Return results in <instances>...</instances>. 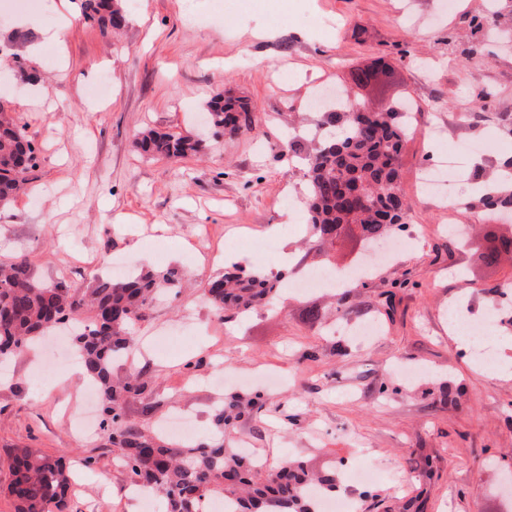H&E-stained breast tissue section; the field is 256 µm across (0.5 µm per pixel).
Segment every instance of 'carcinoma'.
<instances>
[{
  "label": "carcinoma",
  "mask_w": 512,
  "mask_h": 512,
  "mask_svg": "<svg viewBox=\"0 0 512 512\" xmlns=\"http://www.w3.org/2000/svg\"><path fill=\"white\" fill-rule=\"evenodd\" d=\"M86 20L104 34H118L127 25L120 0H84ZM256 117L241 98L214 94L206 104V124L215 137L230 139L252 131ZM318 126L329 134L299 143L309 181L306 198L310 250L328 256L345 229L373 244L405 223V203L398 185V159L406 137L400 106L385 111H352L351 102L340 112L319 113ZM136 146L152 156L197 157L206 140L193 132L171 134L152 128L139 131ZM34 149L0 102V203H8L30 183ZM512 158L503 162L499 189L486 191L480 204L488 210L512 208ZM512 255V237L492 242L484 255L492 264ZM182 274L142 270L123 279L101 276L88 291L63 284L45 286L33 275L28 258L0 263V360L20 355L38 338L58 325L83 326L73 332L82 363L97 385L108 416V439L117 451L116 463L131 482L149 487L166 512H200L199 504L224 499L230 512H318L317 495L338 488V466L321 471L300 458L256 463L224 443V433L243 419L257 420L261 396L233 399L215 414V432L191 445L164 442L151 428L123 418V404L143 397L144 370L131 365L125 380L112 379L115 361L135 355L134 326L145 320L152 306L181 287ZM280 292L262 272L226 270L211 278L203 296L219 318L224 312L243 314L271 302ZM11 480L5 494L15 512H63L70 488L65 461L35 448L10 451ZM365 499L383 512H424L421 496L394 502L370 490Z\"/></svg>",
  "instance_id": "1"
}]
</instances>
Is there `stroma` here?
I'll list each match as a JSON object with an SVG mask.
<instances>
[{
	"instance_id": "1",
	"label": "stroma",
	"mask_w": 512,
	"mask_h": 512,
	"mask_svg": "<svg viewBox=\"0 0 512 512\" xmlns=\"http://www.w3.org/2000/svg\"><path fill=\"white\" fill-rule=\"evenodd\" d=\"M489 10L490 0H456L445 13L440 0H226L220 12L214 0H137L115 39L83 20L81 0H29L20 12L4 2L0 44L25 68L0 69V96L38 166L29 192L0 205V262L26 256L39 282L72 288L91 286L117 257L183 272L188 288L134 329L154 394L125 404L129 420L155 426L184 412L201 439L220 403L259 392L260 421L238 426L231 444L273 460L371 462L380 494L425 491L427 512H501V479L512 475V373L473 362L448 311L478 318L492 288L512 281L511 257L482 259L492 238L512 235V219L465 208L471 193L462 183L450 186L462 201L451 216L420 190L438 123H447L449 144L479 143L467 158L469 180L512 156V135L497 121L512 114V53L490 42L481 25ZM21 14L34 26H16ZM373 67L377 80L356 86L353 73ZM319 79L373 109L412 104L418 131L403 142L399 188L417 239L354 288L343 313L313 326L304 310L325 306L329 291L297 296L293 283L327 265L352 270L365 252L347 233L329 259L304 248L308 184L285 151L297 124L315 123ZM221 90L249 100L251 134L210 141L201 159L153 158L136 147L145 128L196 130ZM483 91L493 109L472 118ZM286 193L296 200L290 214L280 206ZM452 218L471 225L465 243L451 233ZM212 247L223 261L205 260ZM285 249L292 266L274 303L219 320L202 296L206 281L230 264L273 268ZM366 321L380 326L368 343L331 330ZM73 353L61 334L0 371V487L10 480L9 449L26 446L71 464L67 512H141L105 431L90 440L74 431L84 384L61 369ZM428 457L434 475L421 488L413 476Z\"/></svg>"
}]
</instances>
